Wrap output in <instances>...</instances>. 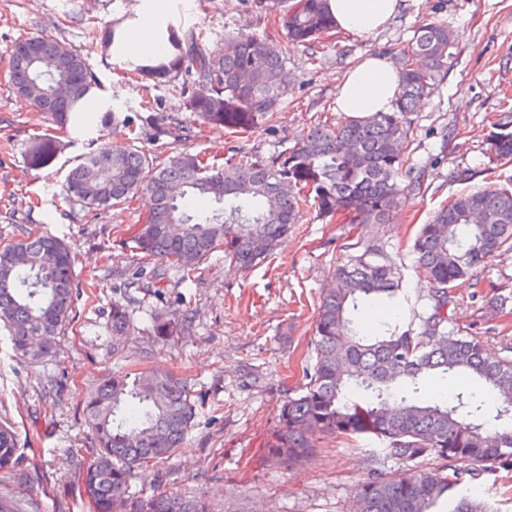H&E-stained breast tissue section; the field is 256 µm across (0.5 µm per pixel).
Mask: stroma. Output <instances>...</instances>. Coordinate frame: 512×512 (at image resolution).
I'll list each match as a JSON object with an SVG mask.
<instances>
[{"instance_id": "stroma-1", "label": "stroma", "mask_w": 512, "mask_h": 512, "mask_svg": "<svg viewBox=\"0 0 512 512\" xmlns=\"http://www.w3.org/2000/svg\"><path fill=\"white\" fill-rule=\"evenodd\" d=\"M151 9L158 12L157 30L171 24L202 30V47L211 55L222 51L229 32L280 44L293 78L273 117L246 129L205 125L178 141L167 136L174 124L190 121L186 97L126 75L132 57L126 43ZM430 22L452 29L455 62L408 116L403 179L420 180L421 187L398 196L386 223L348 224L308 205L258 267L237 271L216 252L200 262L195 280L181 281L171 266L141 302L128 301L122 277L140 268L131 239L151 199L138 193L94 210L69 198L61 185L78 159L115 143L165 156L186 150L218 166L242 150L266 161L287 156L323 112L335 110L350 65L370 55L395 60ZM108 28L118 42L109 51L100 43ZM29 36L64 42L81 54L100 82V98L116 102L133 128L56 131L54 163L31 169L27 146L51 123L0 77V244L30 228L56 236L71 249L74 280L72 315L55 356L39 364L19 359L0 328V423L13 427L21 450L16 475L0 471V489L37 499L43 512H92L81 490L96 455L85 398L115 372L174 370L190 381L194 424L185 448L135 469L130 493L200 496L211 512H352L353 489L371 475L375 443L324 439L289 470L267 460L266 448L283 401L306 382L319 297L333 268L377 249L396 265L403 298L394 307L366 309L365 318L377 328L388 322L419 328L432 311L410 248L419 226L460 192L512 189V160L497 158L488 144L512 110V0H401L383 29L339 31L346 56L330 52L314 65L304 47L265 19L258 0H0V68ZM478 275L481 287L466 280L451 288L448 330L480 337L498 355L512 354V250ZM116 304L128 306L131 327L118 344L112 340ZM463 492L496 512H512V472H485Z\"/></svg>"}]
</instances>
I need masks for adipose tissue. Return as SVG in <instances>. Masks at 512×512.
<instances>
[{
	"instance_id": "obj_1",
	"label": "adipose tissue",
	"mask_w": 512,
	"mask_h": 512,
	"mask_svg": "<svg viewBox=\"0 0 512 512\" xmlns=\"http://www.w3.org/2000/svg\"><path fill=\"white\" fill-rule=\"evenodd\" d=\"M337 26L366 33L383 27L399 10L400 0H328ZM398 88V74L381 56H368L352 65L336 95V109L363 118L390 108Z\"/></svg>"
}]
</instances>
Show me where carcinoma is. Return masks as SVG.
<instances>
[{
  "label": "carcinoma",
  "mask_w": 512,
  "mask_h": 512,
  "mask_svg": "<svg viewBox=\"0 0 512 512\" xmlns=\"http://www.w3.org/2000/svg\"><path fill=\"white\" fill-rule=\"evenodd\" d=\"M278 17L289 42L317 61L323 40L336 23L328 0H261ZM36 53L13 49L8 81L20 100L49 114L52 123L79 132L122 120L112 104L103 114L84 111L99 82L85 58L65 44L31 36ZM162 54L134 63L135 80L176 82L192 75L188 107L211 126L247 128L276 111L290 70L281 46L237 34L224 38V51L208 55L200 37L168 26L158 36ZM447 26H420L397 57L399 88L393 110L363 119L319 121L304 142L270 163L238 152L225 166L209 165L179 152L158 162L126 147L101 148L83 156L64 186L90 208L126 201L148 192L153 207L134 236L143 258L195 275L196 265L214 252L248 270L268 258L302 204L314 198L322 215H343L351 224H382L401 191V151L408 114L427 96L431 83L454 62ZM491 150L512 159V126L500 123ZM55 137L46 133L28 148L37 169L55 160ZM512 248V191L482 189L458 195L421 225L411 251L429 285L433 311L420 330L385 325L370 337L358 322L368 304L392 305L401 288L396 269L375 259L373 250L339 264L333 285L318 308L315 362L306 370L301 394L283 401L279 429L267 448L280 465L293 466L313 453L322 435H363L382 446V457L406 466L378 471L354 488L356 512H495L490 503L459 495L492 469L512 471V357L488 352L476 336L446 331L450 288L460 279L479 285L478 270ZM73 302L72 255L59 239L24 231L0 248V322L16 356L37 364L57 350ZM127 308H112V339L127 336ZM29 336L41 345L26 346ZM470 376L493 395L479 399L464 387L447 399L425 401L408 389L433 377ZM98 447L83 474V495L93 512H208L200 499L175 493L128 494L134 468L164 459L182 448L196 416L187 379L173 371L114 375L97 386L85 406ZM15 432L0 424V470L17 465Z\"/></svg>",
  "instance_id": "1"
}]
</instances>
